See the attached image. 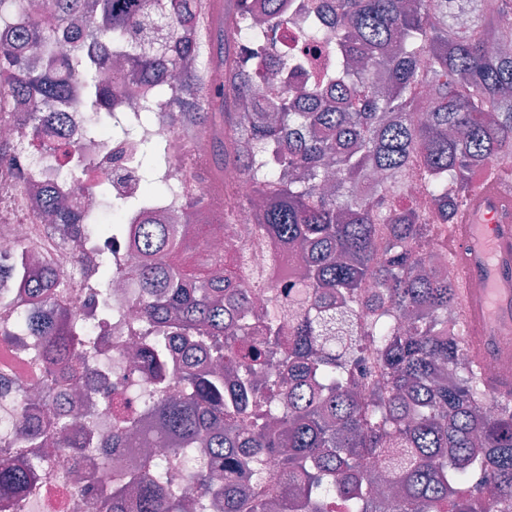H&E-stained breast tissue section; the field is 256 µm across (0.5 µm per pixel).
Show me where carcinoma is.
I'll return each mask as SVG.
<instances>
[{"label": "carcinoma", "instance_id": "carcinoma-1", "mask_svg": "<svg viewBox=\"0 0 512 512\" xmlns=\"http://www.w3.org/2000/svg\"><path fill=\"white\" fill-rule=\"evenodd\" d=\"M278 2L232 0L217 27L202 0H53L0 39V77L16 78L7 91L32 115V149L44 148L53 106L69 96L85 112L129 113L107 126L136 145L145 193L112 208L141 217L130 276L153 337L144 353L167 360L174 334L199 355L173 369L181 397L120 407L112 436L94 439L87 420L57 414L54 401L87 377L95 337L59 301L65 279L26 259L24 295L40 314L0 326V338L36 337L30 365L46 376L44 400L19 416V442L0 446L1 500L29 493L40 448L106 459L101 449L129 450L136 437L180 459L208 449L192 480L222 512H512V391H492L494 377L468 353L456 281L442 273L448 225L478 189L476 174L512 176V0H334L328 28L307 0H288L336 68L267 96L253 72L271 56L277 70L289 65L273 49L287 22ZM152 15L168 19L171 35L145 47L136 31ZM115 64L159 109L115 108L98 80ZM155 119L186 140L200 124L212 135L204 186L184 197L178 224L148 217L171 160V146L146 132ZM226 165L240 170V185L224 184ZM414 179L431 208L407 202ZM79 191L94 201L111 185L92 179ZM226 192L254 205L252 240L293 249L297 267H248L232 238L227 252L206 254L203 277L171 262L206 250L211 226L234 223L210 203ZM32 196L64 236L98 223L92 207L72 212L55 187L35 185ZM95 288L109 309L106 256ZM256 293L266 296L258 308ZM386 448L406 454L391 475L401 495L380 500L363 462ZM269 460L286 485L268 484ZM95 508L188 512L191 503L163 466L146 462L99 491Z\"/></svg>", "mask_w": 512, "mask_h": 512}]
</instances>
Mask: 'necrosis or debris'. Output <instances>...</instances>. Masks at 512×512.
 <instances>
[{"mask_svg": "<svg viewBox=\"0 0 512 512\" xmlns=\"http://www.w3.org/2000/svg\"><path fill=\"white\" fill-rule=\"evenodd\" d=\"M7 108L0 114V145L8 147L9 155L0 161V323H14L27 319L29 308L14 302L7 284L16 276L20 258L37 252L48 262L55 274L69 277L64 294L77 307L93 308L91 291L86 286L84 270L98 272L104 244L93 225H82L78 234L62 236L49 229L41 218L30 192L31 185L66 186L69 198H76L77 180L63 168L53 149L31 154L20 152L21 144L32 137L24 103L7 99ZM91 113L75 109L66 113L64 124L58 129V139L77 149L85 162L89 177L108 175L112 183V198L99 202L97 212L102 223L114 220L113 202L140 194L141 183L131 161L134 147L129 143L108 144L106 136H89L87 127ZM112 267L115 271L112 306L115 314L107 323L97 317L87 321L89 330L98 336L100 353L94 371L84 382L85 388L98 387L101 378H108L114 397H134L138 401H153L156 397L154 379L166 375L167 367L143 361L136 351L144 342L136 333L133 311L138 290L125 278L124 272L135 259L122 239H114ZM16 347L0 342V439H12V425L22 411L19 398L22 389L34 388L39 371L20 363ZM41 466L37 471L38 484L33 492L15 505L0 512H89L92 492L74 485L69 472L87 469L84 457L60 460L54 447L41 449ZM88 480L96 489H108L119 483L122 469L112 465L87 469Z\"/></svg>", "mask_w": 512, "mask_h": 512, "instance_id": "4bbe7bcc", "label": "necrosis or debris"}]
</instances>
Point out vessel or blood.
Returning a JSON list of instances; mask_svg holds the SVG:
<instances>
[{
  "instance_id": "vessel-or-blood-1",
  "label": "vessel or blood",
  "mask_w": 512,
  "mask_h": 512,
  "mask_svg": "<svg viewBox=\"0 0 512 512\" xmlns=\"http://www.w3.org/2000/svg\"><path fill=\"white\" fill-rule=\"evenodd\" d=\"M461 273L458 308L476 362L512 367V186L487 183L450 227Z\"/></svg>"
}]
</instances>
